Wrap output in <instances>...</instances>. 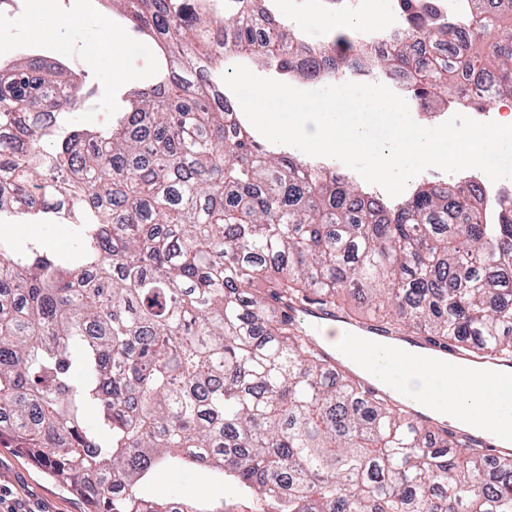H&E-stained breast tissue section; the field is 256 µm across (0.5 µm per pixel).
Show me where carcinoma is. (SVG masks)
<instances>
[{"mask_svg":"<svg viewBox=\"0 0 512 512\" xmlns=\"http://www.w3.org/2000/svg\"><path fill=\"white\" fill-rule=\"evenodd\" d=\"M170 59L107 130L62 129L97 89L0 59V218L74 245L0 240V436L97 512H512L493 458L368 399L285 301L352 295L396 331L512 360V204L425 182L400 202L255 140L222 74L259 59L315 81L365 56L427 111L512 98V0H400L389 55L337 30L310 58L254 0H115ZM95 412L88 422V411ZM194 465L234 495L205 511L138 485ZM6 221L12 224L11 232L17 243L42 239L59 251H67L72 246V231L64 230L61 224H23L19 217L6 218Z\"/></svg>","mask_w":512,"mask_h":512,"instance_id":"1","label":"carcinoma"}]
</instances>
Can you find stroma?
I'll list each match as a JSON object with an SVG mask.
<instances>
[{"label": "stroma", "instance_id": "obj_1", "mask_svg": "<svg viewBox=\"0 0 512 512\" xmlns=\"http://www.w3.org/2000/svg\"><path fill=\"white\" fill-rule=\"evenodd\" d=\"M78 4L96 10L103 26L80 25L58 34L50 27L55 7ZM275 11L294 26L304 39L327 40L335 30L333 15L321 0H274ZM317 16L312 26L301 25V17ZM32 18L29 26L21 18ZM118 36L112 53L100 51L105 33ZM8 48L18 58L41 59L61 63L86 84L97 86L96 97L83 101L72 114L73 120L90 127H106L113 113L122 111L131 92L145 86L155 74L164 56L148 37L133 31L120 6L106 0H20L17 9L0 16V47ZM12 235L17 243L33 239L48 242L66 251L72 246V233L57 224H26L21 218L11 220ZM144 496L155 497L168 492L207 507L227 495L224 485L208 471L188 467L174 473H162L141 487ZM82 497L59 481L43 464L35 462L17 449L0 443V512H86Z\"/></svg>", "mask_w": 512, "mask_h": 512}]
</instances>
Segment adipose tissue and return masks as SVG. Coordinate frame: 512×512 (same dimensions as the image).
I'll return each mask as SVG.
<instances>
[{
	"instance_id": "ef3b65f1",
	"label": "adipose tissue",
	"mask_w": 512,
	"mask_h": 512,
	"mask_svg": "<svg viewBox=\"0 0 512 512\" xmlns=\"http://www.w3.org/2000/svg\"><path fill=\"white\" fill-rule=\"evenodd\" d=\"M332 341L341 349L357 348L368 356L367 371L375 376L385 375L388 370L401 371L407 390L417 404L445 419L477 428L486 421L495 420L502 425L512 424V414L503 412L479 372L456 365L448 367V390L438 395L431 384V370L427 358L407 357L398 346L387 344L373 346L370 340L336 334Z\"/></svg>"
}]
</instances>
